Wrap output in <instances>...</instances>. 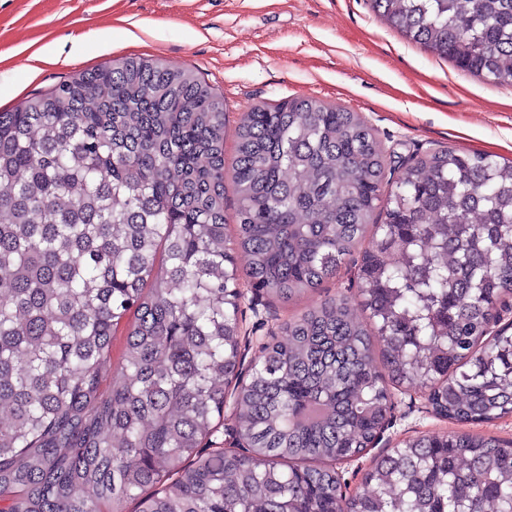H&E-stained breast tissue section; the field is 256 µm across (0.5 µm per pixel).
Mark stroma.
Masks as SVG:
<instances>
[{"instance_id":"1","label":"stroma","mask_w":512,"mask_h":512,"mask_svg":"<svg viewBox=\"0 0 512 512\" xmlns=\"http://www.w3.org/2000/svg\"><path fill=\"white\" fill-rule=\"evenodd\" d=\"M125 57L189 68L223 98L228 166L241 114L296 97L360 113L395 176L446 147L512 160V86L484 83L410 42L370 0H0V110ZM350 292L343 272L288 303L248 294L245 364L289 317ZM423 403L414 390L395 394L380 441L342 467L349 491L360 487L371 457L452 431V423L423 412Z\"/></svg>"}]
</instances>
